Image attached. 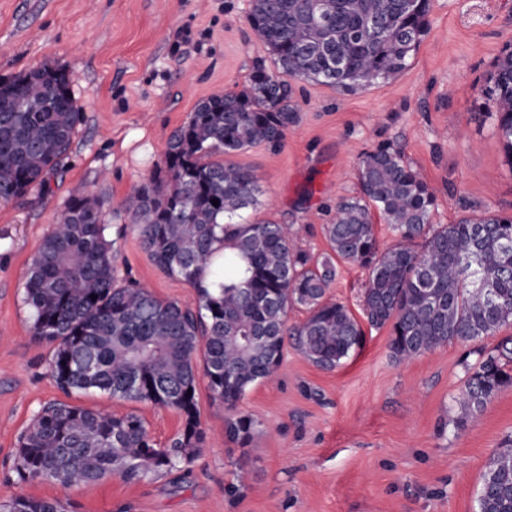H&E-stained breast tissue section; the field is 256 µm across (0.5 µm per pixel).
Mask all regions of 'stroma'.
I'll use <instances>...</instances> for the list:
<instances>
[{
	"instance_id": "1",
	"label": "stroma",
	"mask_w": 512,
	"mask_h": 512,
	"mask_svg": "<svg viewBox=\"0 0 512 512\" xmlns=\"http://www.w3.org/2000/svg\"><path fill=\"white\" fill-rule=\"evenodd\" d=\"M248 11L249 0H0V77L64 68L84 116L59 171L0 202V501L58 499L72 512H479L485 463L512 438V387L466 416L469 344L400 361L385 327L366 328L364 347L333 370L286 347L276 375L239 404L258 423L245 444L227 438L228 414L199 382L206 441L188 469L69 488L18 479V438L53 401L136 412L163 447L182 429L169 408L59 389L53 348L32 332L24 287L43 237L80 190L106 202L119 280L196 306L193 288L152 264L121 209L196 104L241 90L267 57ZM510 42L512 0H431L428 31L402 73L354 92L293 81L299 119L282 146L232 158L260 188L241 221L292 225L296 247L321 256L337 202L360 193V156L381 146L401 150L433 189V223L511 216L512 162L480 94ZM367 280V269L340 265L328 296L363 318Z\"/></svg>"
}]
</instances>
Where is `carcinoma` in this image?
Instances as JSON below:
<instances>
[{
	"label": "carcinoma",
	"instance_id": "carcinoma-1",
	"mask_svg": "<svg viewBox=\"0 0 512 512\" xmlns=\"http://www.w3.org/2000/svg\"><path fill=\"white\" fill-rule=\"evenodd\" d=\"M430 7L431 0H251L247 21L272 65L258 59L242 90L200 100L124 205L154 265L195 288L197 308L118 284L105 201L85 192L71 197L25 284L34 336L53 345L52 376L67 394L98 390L150 402L178 411L184 425L161 448L135 412L50 402L19 437L21 480L72 486L117 475L135 483L191 463L206 439L196 399L201 376L213 404L231 412L226 436L246 444L257 422L238 404L276 372L286 344L326 370L361 347L357 318L326 298L341 263L368 269L365 317L373 327L390 326L389 348L400 361L451 340L475 344L512 325V216L431 223L435 195L388 146L360 158L361 194L338 202L324 227L330 252L313 264L293 246L287 225L234 221L258 204L259 187L252 172L222 157L281 145L298 121L289 80L352 92L401 73L427 31ZM71 83L66 70L48 65L0 78V202L45 183L67 156L83 121ZM480 94L496 105L512 157V43ZM374 210L398 237L384 254ZM294 307L307 317L290 326ZM474 353L462 391L472 416L512 386V337ZM478 503L479 512H512L511 450L489 457ZM0 512H66V505L16 496Z\"/></svg>",
	"mask_w": 512,
	"mask_h": 512
}]
</instances>
